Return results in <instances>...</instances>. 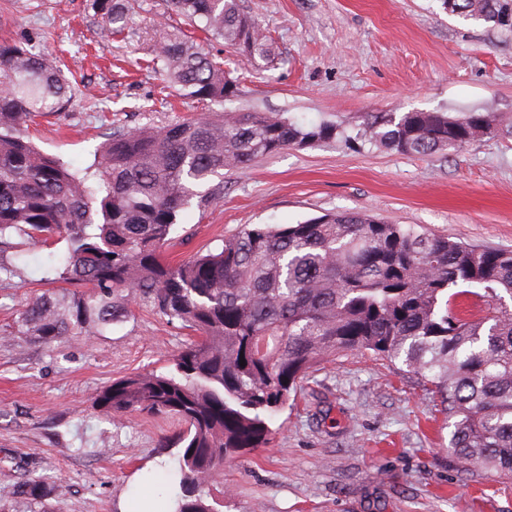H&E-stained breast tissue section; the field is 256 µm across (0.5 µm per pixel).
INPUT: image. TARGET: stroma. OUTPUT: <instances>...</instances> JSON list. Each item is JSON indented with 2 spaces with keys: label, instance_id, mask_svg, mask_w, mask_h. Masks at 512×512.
Listing matches in <instances>:
<instances>
[{
  "label": "stroma",
  "instance_id": "obj_1",
  "mask_svg": "<svg viewBox=\"0 0 512 512\" xmlns=\"http://www.w3.org/2000/svg\"><path fill=\"white\" fill-rule=\"evenodd\" d=\"M92 0H0V41L63 60L75 96L28 134L43 152L91 166L110 128L161 126L212 110L333 123L344 137L225 170L223 197L192 208L167 254L179 261L248 224L365 212L481 248L512 251V135L460 151L398 154L346 135L376 112L492 107L512 118V34L449 15L441 0H240L274 38L273 64L209 42L238 94L209 106L150 72L155 22L182 26L166 0H138L112 36ZM67 249L19 244L21 274L0 282V332L36 294L56 289ZM188 332L150 311L111 332L49 346L0 343V488L33 475L58 484L55 512H131L166 490L180 429L171 418L112 419L96 395L132 373L163 371ZM265 447L232 460L211 488L222 512H512V480L448 458L437 397L399 366L358 355L322 362L270 423Z\"/></svg>",
  "mask_w": 512,
  "mask_h": 512
}]
</instances>
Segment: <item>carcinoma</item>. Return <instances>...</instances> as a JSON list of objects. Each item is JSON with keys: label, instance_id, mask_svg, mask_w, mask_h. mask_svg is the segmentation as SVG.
<instances>
[{"label": "carcinoma", "instance_id": "carcinoma-1", "mask_svg": "<svg viewBox=\"0 0 512 512\" xmlns=\"http://www.w3.org/2000/svg\"><path fill=\"white\" fill-rule=\"evenodd\" d=\"M448 14L499 23L512 0H442ZM188 24L249 61H273L261 25L238 0H169ZM114 36L127 0H93ZM147 67L198 102L237 95V80L182 28L156 26ZM64 70L22 42H0V281L15 238L67 243L61 291L18 312L8 335L51 345L102 336L133 317L131 304L177 322L192 338L168 370L118 379L95 398L122 418L174 417L172 512H218L211 486L224 463L268 443L267 418L324 360L348 353L399 362L438 397L452 427L450 458L512 479V251L480 249L362 213L298 224H251L205 255L172 262L165 250L192 206L220 194L226 168L291 146L336 138L333 124L302 126L272 112H222L159 128L112 131L95 170L39 151L23 129L65 111ZM491 112L367 115L356 138L400 154L456 150L492 134ZM488 302L471 319L463 300ZM246 365H240V359ZM56 485L30 477L0 490L11 512H53Z\"/></svg>", "mask_w": 512, "mask_h": 512}]
</instances>
